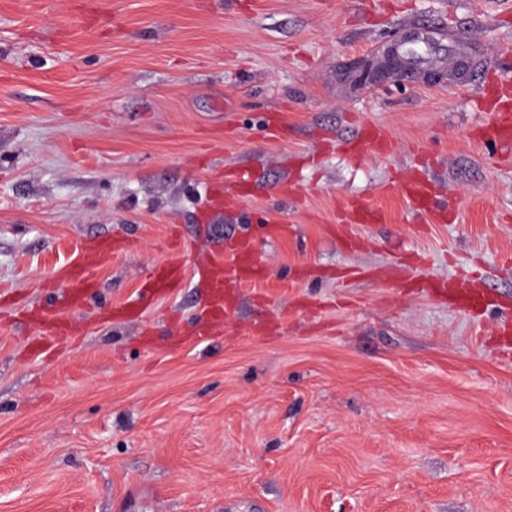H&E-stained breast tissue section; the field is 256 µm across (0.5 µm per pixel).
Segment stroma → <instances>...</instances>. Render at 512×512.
I'll return each instance as SVG.
<instances>
[{
    "label": "stroma",
    "mask_w": 512,
    "mask_h": 512,
    "mask_svg": "<svg viewBox=\"0 0 512 512\" xmlns=\"http://www.w3.org/2000/svg\"><path fill=\"white\" fill-rule=\"evenodd\" d=\"M413 30L441 83L354 86ZM499 76L512 0H0V512H512V154L478 107ZM364 125L384 147L342 151ZM220 167L247 197L209 204ZM175 237L182 288L104 319ZM104 238L83 335L41 359L14 308ZM238 241L267 274L195 339L196 267Z\"/></svg>",
    "instance_id": "1"
}]
</instances>
